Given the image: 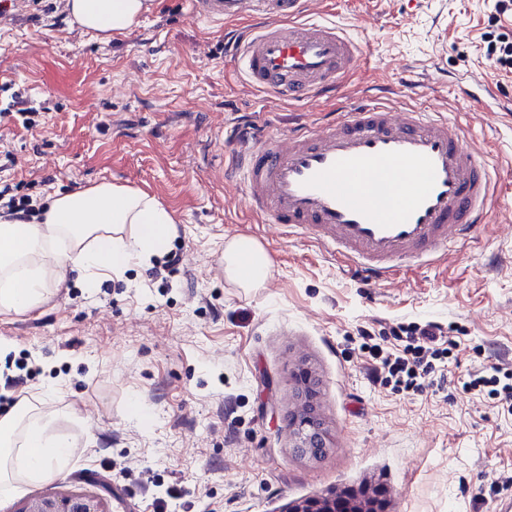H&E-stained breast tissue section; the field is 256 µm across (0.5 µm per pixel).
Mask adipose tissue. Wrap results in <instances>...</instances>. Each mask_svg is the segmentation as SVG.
I'll return each mask as SVG.
<instances>
[{
	"label": "adipose tissue",
	"instance_id": "ef3b65f1",
	"mask_svg": "<svg viewBox=\"0 0 512 512\" xmlns=\"http://www.w3.org/2000/svg\"><path fill=\"white\" fill-rule=\"evenodd\" d=\"M162 0H65L70 24L107 42L137 29ZM176 220L155 196L126 185L102 182L48 198L39 218L0 214V316L24 315L51 296L52 285L77 276L84 287L121 274L132 263L163 254ZM225 278L237 287H262L272 262L254 238L238 235L224 245ZM72 441L56 431L52 415L35 412L22 396L0 413V496L20 483L61 474Z\"/></svg>",
	"mask_w": 512,
	"mask_h": 512
}]
</instances>
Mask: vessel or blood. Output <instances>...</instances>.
I'll list each match as a JSON object with an SVG mask.
<instances>
[{"mask_svg": "<svg viewBox=\"0 0 512 512\" xmlns=\"http://www.w3.org/2000/svg\"><path fill=\"white\" fill-rule=\"evenodd\" d=\"M310 0H192L208 21L250 14L263 21L228 50L249 84L288 102L337 89L361 59L332 22H303ZM229 178L264 224L310 231L369 283L402 263L465 241L485 223L491 183L461 129L439 112L370 100L316 128L270 133L251 116L235 121Z\"/></svg>", "mask_w": 512, "mask_h": 512, "instance_id": "b4317fda", "label": "vessel or blood"}]
</instances>
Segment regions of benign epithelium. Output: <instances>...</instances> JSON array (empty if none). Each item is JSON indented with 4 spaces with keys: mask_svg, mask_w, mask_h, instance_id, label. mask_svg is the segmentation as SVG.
<instances>
[{
    "mask_svg": "<svg viewBox=\"0 0 512 512\" xmlns=\"http://www.w3.org/2000/svg\"><path fill=\"white\" fill-rule=\"evenodd\" d=\"M323 382L316 370L301 362L293 372V399L285 418L291 448L301 456L317 458L332 447L323 410ZM16 512H110L104 499L82 493L28 502ZM286 512H387L380 489L340 492L297 502Z\"/></svg>",
    "mask_w": 512,
    "mask_h": 512,
    "instance_id": "1",
    "label": "benign epithelium"
}]
</instances>
